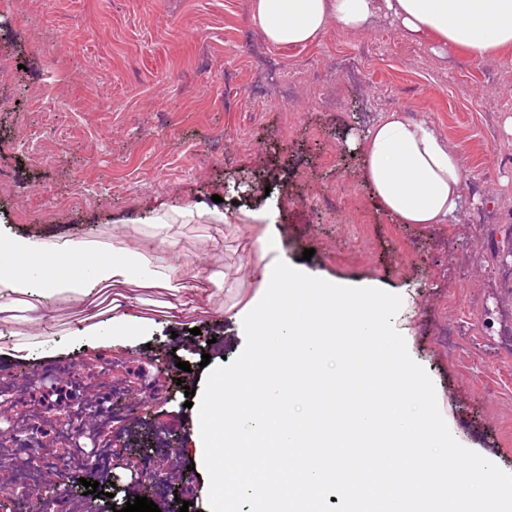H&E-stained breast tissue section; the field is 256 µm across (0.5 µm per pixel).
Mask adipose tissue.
Instances as JSON below:
<instances>
[{
    "mask_svg": "<svg viewBox=\"0 0 512 512\" xmlns=\"http://www.w3.org/2000/svg\"><path fill=\"white\" fill-rule=\"evenodd\" d=\"M250 9L267 42L282 48L308 45L332 25L362 31L380 14L439 55L454 48L479 63L512 47V0H251ZM355 149L362 181L396 223L460 214L466 171L430 123L387 112Z\"/></svg>",
    "mask_w": 512,
    "mask_h": 512,
    "instance_id": "obj_1",
    "label": "adipose tissue"
}]
</instances>
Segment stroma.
Listing matches in <instances>:
<instances>
[{"instance_id": "1", "label": "stroma", "mask_w": 512, "mask_h": 512, "mask_svg": "<svg viewBox=\"0 0 512 512\" xmlns=\"http://www.w3.org/2000/svg\"><path fill=\"white\" fill-rule=\"evenodd\" d=\"M251 0H11L0 10V241L36 252H109L186 280L126 296L0 287V375L23 386L45 362L155 361L163 399L126 395L118 443L159 478L147 496L178 512L165 474L192 481L207 508L194 453L172 456L196 408L185 390L207 371L190 348L211 337V365L243 350L244 316L277 260L304 273L400 295L395 328L431 377L458 443L512 473V271L491 243L512 231V47L473 65L387 19L358 33L328 27L312 44H268ZM364 59L359 80L320 98L319 74ZM399 108L460 154L468 175L461 220L397 224L359 175L351 137ZM312 250L304 259V250ZM188 362L189 370L178 368Z\"/></svg>"}]
</instances>
